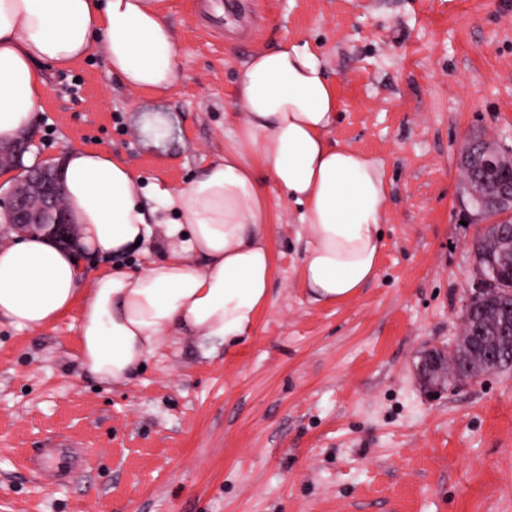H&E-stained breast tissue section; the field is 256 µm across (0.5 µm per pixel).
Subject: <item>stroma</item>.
<instances>
[{
  "label": "stroma",
  "mask_w": 512,
  "mask_h": 512,
  "mask_svg": "<svg viewBox=\"0 0 512 512\" xmlns=\"http://www.w3.org/2000/svg\"><path fill=\"white\" fill-rule=\"evenodd\" d=\"M179 76L131 92L103 51L47 68L24 167L102 147L141 185L178 188L240 124L241 63L291 42L339 101L329 139L387 187L378 273L318 303L306 232L275 185L272 294L247 340L167 336L124 384L78 360L80 308L51 325L0 317V512H512V370L435 399L422 351L460 334L482 229L465 138L512 148V0H168ZM71 443L86 462L36 476ZM58 448H71L68 444L56 443L53 448H41L39 454L30 459L38 470L49 472L53 477L60 478L68 469V462L64 457H57L49 462L47 458L54 455ZM46 462V463H45Z\"/></svg>",
  "instance_id": "stroma-1"
}]
</instances>
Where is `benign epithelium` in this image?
I'll return each mask as SVG.
<instances>
[{
    "mask_svg": "<svg viewBox=\"0 0 512 512\" xmlns=\"http://www.w3.org/2000/svg\"><path fill=\"white\" fill-rule=\"evenodd\" d=\"M29 145L30 140L25 137L8 143L0 142V155L9 158L8 162L0 164V178L19 169V159ZM481 156L484 165L506 175L507 180L498 192L499 216L512 217V152L486 141L481 144ZM62 196L63 186L56 167L44 165L31 169L24 177L12 181L10 205L3 214V223L21 233L45 231L57 243L70 245L74 242V225L62 206ZM488 287L489 279L485 273L473 271L465 289L463 305L470 304ZM417 371L421 390L426 396L432 398L447 391V358L428 349L422 353Z\"/></svg>",
    "mask_w": 512,
    "mask_h": 512,
    "instance_id": "obj_1",
    "label": "benign epithelium"
}]
</instances>
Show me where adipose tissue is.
<instances>
[{
	"label": "adipose tissue",
	"mask_w": 512,
	"mask_h": 512,
	"mask_svg": "<svg viewBox=\"0 0 512 512\" xmlns=\"http://www.w3.org/2000/svg\"><path fill=\"white\" fill-rule=\"evenodd\" d=\"M103 49L135 92H161L179 75L166 0H0V140L37 117L41 65L67 66ZM244 118L185 186L138 190L108 150H67L59 160L73 247L38 233L0 245V316L31 330L81 306V366L124 383L166 336L192 332L235 344L271 292L273 182L299 209L308 246L301 275L314 301L356 296L376 276L386 187L376 161L333 145L339 105L321 59L288 42L244 63ZM162 232L163 257L131 272L84 278L86 259L113 257Z\"/></svg>",
	"instance_id": "adipose-tissue-1"
}]
</instances>
